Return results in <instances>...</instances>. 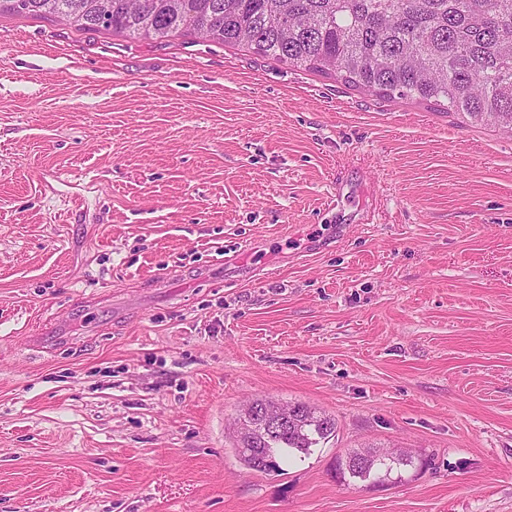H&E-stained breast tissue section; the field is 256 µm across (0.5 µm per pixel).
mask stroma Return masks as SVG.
<instances>
[{
    "label": "stroma",
    "mask_w": 512,
    "mask_h": 512,
    "mask_svg": "<svg viewBox=\"0 0 512 512\" xmlns=\"http://www.w3.org/2000/svg\"><path fill=\"white\" fill-rule=\"evenodd\" d=\"M253 398L336 435L251 471ZM0 512H512V135L1 14ZM373 450H360L353 449L341 455L336 459V472L340 480L348 481V485L352 482H362L368 485H384L394 484L402 480L403 475L409 469L416 468V458L410 453L406 452L402 455L403 458L396 462H387L377 465L373 468H364L355 463L357 455H363L365 452L370 453ZM383 456L391 455L389 451L377 449ZM348 478V479H347Z\"/></svg>",
    "instance_id": "35a3bbf8"
}]
</instances>
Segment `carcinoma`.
<instances>
[{
    "label": "carcinoma",
    "instance_id": "carcinoma-1",
    "mask_svg": "<svg viewBox=\"0 0 512 512\" xmlns=\"http://www.w3.org/2000/svg\"><path fill=\"white\" fill-rule=\"evenodd\" d=\"M69 17L78 29L165 40L181 35L246 46L388 99L445 106L462 122L512 129V0H0V14ZM336 420L297 404L277 440L258 428L237 437L251 471L308 456ZM266 456L257 468L255 453ZM353 449L336 459L340 479L394 484L416 467L409 452L373 468Z\"/></svg>",
    "mask_w": 512,
    "mask_h": 512
}]
</instances>
